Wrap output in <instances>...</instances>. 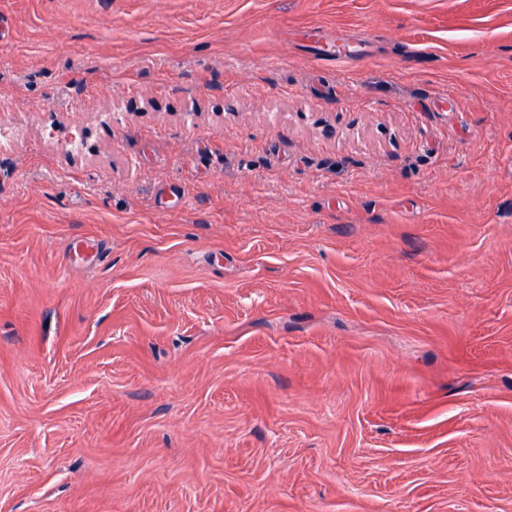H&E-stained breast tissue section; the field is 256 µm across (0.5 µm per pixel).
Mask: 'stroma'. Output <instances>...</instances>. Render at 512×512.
I'll return each instance as SVG.
<instances>
[{
  "label": "stroma",
  "mask_w": 512,
  "mask_h": 512,
  "mask_svg": "<svg viewBox=\"0 0 512 512\" xmlns=\"http://www.w3.org/2000/svg\"><path fill=\"white\" fill-rule=\"evenodd\" d=\"M0 10V512H512V0Z\"/></svg>",
  "instance_id": "35a3bbf8"
}]
</instances>
